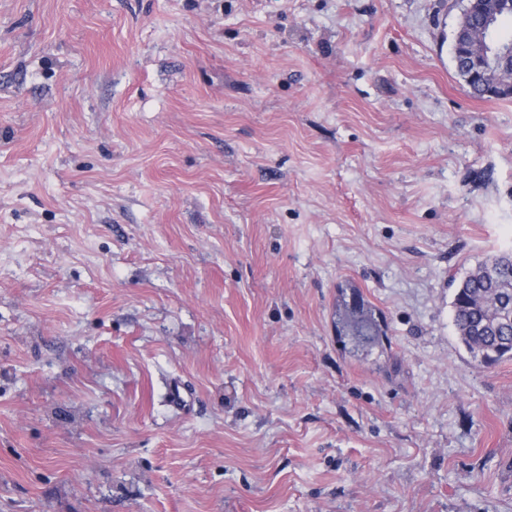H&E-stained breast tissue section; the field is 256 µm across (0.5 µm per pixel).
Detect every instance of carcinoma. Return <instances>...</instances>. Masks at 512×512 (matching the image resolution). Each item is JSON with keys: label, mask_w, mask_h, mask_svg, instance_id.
I'll use <instances>...</instances> for the list:
<instances>
[{"label": "carcinoma", "mask_w": 512, "mask_h": 512, "mask_svg": "<svg viewBox=\"0 0 512 512\" xmlns=\"http://www.w3.org/2000/svg\"><path fill=\"white\" fill-rule=\"evenodd\" d=\"M507 20L512 21V10L500 13L491 36L512 48ZM453 311L460 341L475 361L489 367L512 359V250L483 261L457 284ZM335 316L337 337L351 338L358 348L380 346L386 339L383 321L350 283L338 288Z\"/></svg>", "instance_id": "1"}]
</instances>
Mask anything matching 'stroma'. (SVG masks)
<instances>
[{
  "instance_id": "obj_1",
  "label": "stroma",
  "mask_w": 512,
  "mask_h": 512,
  "mask_svg": "<svg viewBox=\"0 0 512 512\" xmlns=\"http://www.w3.org/2000/svg\"><path fill=\"white\" fill-rule=\"evenodd\" d=\"M461 9L0 0V512H512L451 286L512 249V98ZM468 38L463 37L459 43V57L461 61L465 64L468 72L469 79L471 81L479 80L482 81L485 75V72L488 70L489 66L495 63L496 61H500L502 58L508 57L509 59L503 63V66L507 64L508 72L511 74L512 72V52L501 53L499 50L493 46V42L489 40L490 49L486 51V53L482 55H471L468 52ZM335 316L340 341L349 337L358 348H372L381 346L386 339L383 321L350 283L338 288Z\"/></svg>"
}]
</instances>
